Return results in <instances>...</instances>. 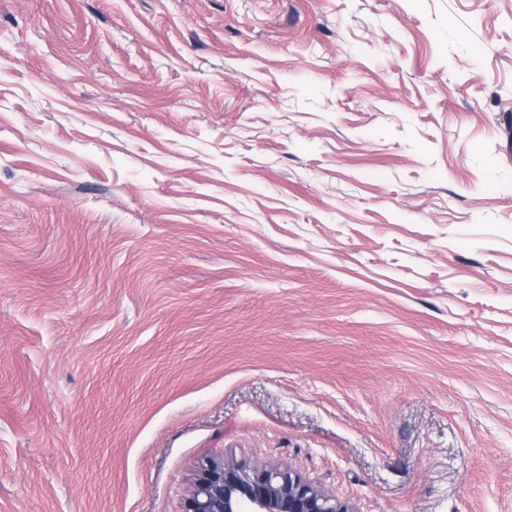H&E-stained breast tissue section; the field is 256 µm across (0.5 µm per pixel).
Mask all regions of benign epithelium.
Segmentation results:
<instances>
[{"instance_id": "1", "label": "benign epithelium", "mask_w": 512, "mask_h": 512, "mask_svg": "<svg viewBox=\"0 0 512 512\" xmlns=\"http://www.w3.org/2000/svg\"><path fill=\"white\" fill-rule=\"evenodd\" d=\"M184 512H352L287 466L224 455L204 462Z\"/></svg>"}]
</instances>
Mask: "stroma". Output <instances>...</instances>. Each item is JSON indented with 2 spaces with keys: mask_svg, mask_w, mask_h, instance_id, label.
<instances>
[{
  "mask_svg": "<svg viewBox=\"0 0 512 512\" xmlns=\"http://www.w3.org/2000/svg\"><path fill=\"white\" fill-rule=\"evenodd\" d=\"M224 454L512 512V0H0V512Z\"/></svg>",
  "mask_w": 512,
  "mask_h": 512,
  "instance_id": "obj_1",
  "label": "stroma"
}]
</instances>
